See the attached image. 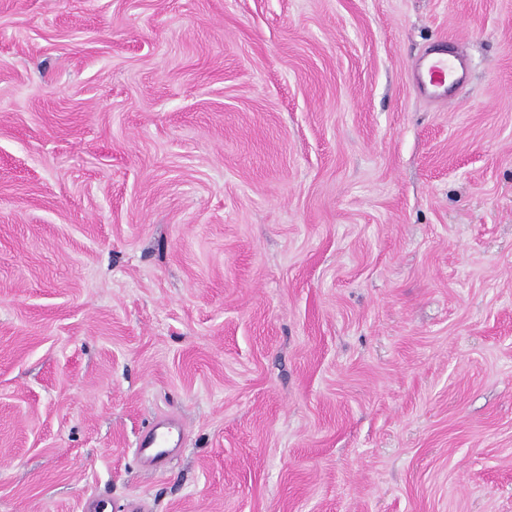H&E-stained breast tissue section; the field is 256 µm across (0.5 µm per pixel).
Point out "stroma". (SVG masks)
I'll return each mask as SVG.
<instances>
[{
    "mask_svg": "<svg viewBox=\"0 0 512 512\" xmlns=\"http://www.w3.org/2000/svg\"><path fill=\"white\" fill-rule=\"evenodd\" d=\"M97 497L512 512V0H0V512ZM424 74L433 87H444L448 82V58L429 57L424 63ZM170 427L166 421L154 422L137 442L138 456L142 461L153 462L166 453L165 444L168 442Z\"/></svg>",
    "mask_w": 512,
    "mask_h": 512,
    "instance_id": "stroma-1",
    "label": "stroma"
}]
</instances>
